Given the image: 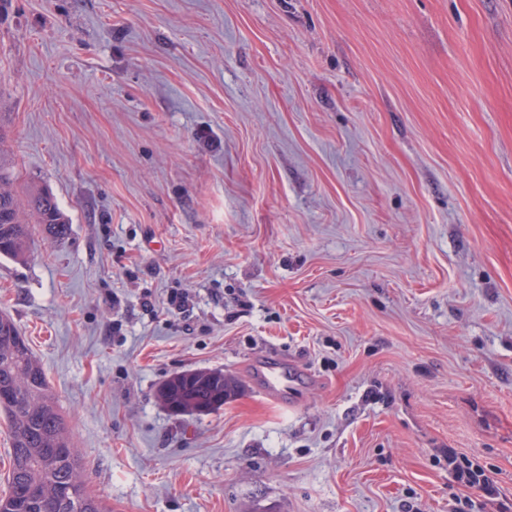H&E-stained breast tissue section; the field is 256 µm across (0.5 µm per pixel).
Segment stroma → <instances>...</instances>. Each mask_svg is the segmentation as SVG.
Masks as SVG:
<instances>
[{
  "instance_id": "35a3bbf8",
  "label": "stroma",
  "mask_w": 512,
  "mask_h": 512,
  "mask_svg": "<svg viewBox=\"0 0 512 512\" xmlns=\"http://www.w3.org/2000/svg\"><path fill=\"white\" fill-rule=\"evenodd\" d=\"M0 122L70 219L0 310L110 512H512V0H6ZM287 363L272 355H261L253 360V381L266 398L284 403L288 400V382L294 381ZM239 393L235 379L223 370L194 369L167 379L159 387L157 397L172 414H205ZM448 464L452 465L456 471L458 481L465 488H478L488 497L495 495L493 480L483 470L479 468H471V464L465 463V466L456 463L454 455L449 454Z\"/></svg>"
}]
</instances>
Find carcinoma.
Masks as SVG:
<instances>
[{
  "mask_svg": "<svg viewBox=\"0 0 512 512\" xmlns=\"http://www.w3.org/2000/svg\"><path fill=\"white\" fill-rule=\"evenodd\" d=\"M5 139L0 123V257L21 262L31 246L29 220L49 238L67 235L69 221L49 190L19 185ZM239 393L235 379L224 371L194 369L167 379L157 397L175 415L205 414ZM0 416L10 427L12 460L0 512H107L86 487L84 464L43 367L17 324L2 312Z\"/></svg>",
  "mask_w": 512,
  "mask_h": 512,
  "instance_id": "obj_1",
  "label": "carcinoma"
}]
</instances>
